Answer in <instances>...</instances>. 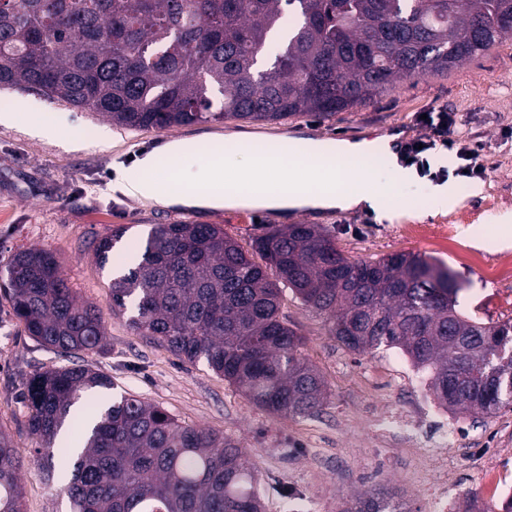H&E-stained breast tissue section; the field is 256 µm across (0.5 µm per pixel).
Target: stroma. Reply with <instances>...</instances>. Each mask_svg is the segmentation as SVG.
Wrapping results in <instances>:
<instances>
[{
	"instance_id": "35a3bbf8",
	"label": "stroma",
	"mask_w": 512,
	"mask_h": 512,
	"mask_svg": "<svg viewBox=\"0 0 512 512\" xmlns=\"http://www.w3.org/2000/svg\"><path fill=\"white\" fill-rule=\"evenodd\" d=\"M445 106L458 113L464 132L484 145L485 172L462 177L455 154L437 152L442 181L415 177L399 194L403 209L393 223L367 208L351 211L268 212L249 208L163 206L113 191L117 170L170 138L201 145L243 130L240 122H203L167 130H123L96 113L36 93L0 90L1 112H36L60 136L47 140L22 124H0V272L26 248L54 252L71 288L96 304L106 326L103 352L86 354L112 380L110 395L130 393L181 423L231 438L254 461L264 512H342L350 496L385 488L407 512H433L430 490L448 483L454 512H499L500 492L512 487V408L469 416L441 407L423 377L396 349L354 353L329 333V322L284 291L281 311L302 335L303 356L328 391L310 417L278 415L255 406L206 361H182L165 345L137 334L113 314L108 285L139 257L158 224H215L251 250L256 238L287 224H319L354 259L412 252L448 267L459 292L457 307L485 323L512 320V34L452 73L422 75L387 90L372 103L324 119L303 117L310 136L360 139L362 131L410 140L424 131L414 113ZM78 137L73 147L69 138ZM106 264H96L97 242L113 232ZM63 357L33 340L0 293V428L17 448L36 445L20 399L34 372L64 365ZM413 427L434 420L450 430L447 456L423 458L409 433L387 427L391 414ZM23 512H68L66 498L43 479L36 460L19 474Z\"/></svg>"
}]
</instances>
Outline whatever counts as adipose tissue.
I'll use <instances>...</instances> for the list:
<instances>
[{
	"label": "adipose tissue",
	"instance_id": "ef3b65f1",
	"mask_svg": "<svg viewBox=\"0 0 512 512\" xmlns=\"http://www.w3.org/2000/svg\"><path fill=\"white\" fill-rule=\"evenodd\" d=\"M368 141L337 146L320 139L268 138L234 133L198 147L172 139L142 157L135 173H121V191L164 206L233 209L264 207L281 212L302 209L342 211L366 207L391 222L399 209L393 188L411 181L410 172L393 165L385 181L370 180L362 162L371 154ZM202 155V165L181 178L184 162Z\"/></svg>",
	"mask_w": 512,
	"mask_h": 512
}]
</instances>
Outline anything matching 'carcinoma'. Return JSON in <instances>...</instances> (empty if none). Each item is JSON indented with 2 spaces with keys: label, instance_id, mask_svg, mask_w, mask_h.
<instances>
[{
  "label": "carcinoma",
  "instance_id": "cac0c4a2",
  "mask_svg": "<svg viewBox=\"0 0 512 512\" xmlns=\"http://www.w3.org/2000/svg\"><path fill=\"white\" fill-rule=\"evenodd\" d=\"M512 32V0H0V86L89 109L125 129L331 118L428 73H448ZM215 224H158L109 284L112 312L270 412L320 411L325 383L281 312L283 289L327 316L348 350L399 349L438 402L462 414L512 405L494 367L512 323L456 308L448 269L414 254L346 256L317 224L255 241ZM28 336L60 353L102 349L96 306L56 255L18 251L3 286ZM88 364L33 373L22 398L33 452L70 512H262L254 463L231 440L136 396L108 401ZM24 456L0 430V512H22ZM344 512H406L394 494Z\"/></svg>",
  "mask_w": 512,
  "mask_h": 512
}]
</instances>
